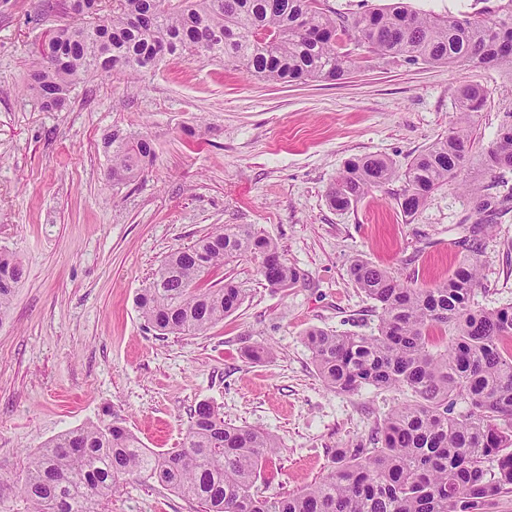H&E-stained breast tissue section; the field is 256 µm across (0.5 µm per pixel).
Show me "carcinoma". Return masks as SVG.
<instances>
[{
	"instance_id": "carcinoma-1",
	"label": "carcinoma",
	"mask_w": 512,
	"mask_h": 512,
	"mask_svg": "<svg viewBox=\"0 0 512 512\" xmlns=\"http://www.w3.org/2000/svg\"><path fill=\"white\" fill-rule=\"evenodd\" d=\"M74 21L54 28L29 59L27 87L42 110L60 111L90 76L141 75L167 57L205 55L275 83L339 81L355 66L343 38L368 53L429 64L461 60L474 68L512 72V7L493 18L433 16L401 0L346 17L318 0H66ZM486 100L465 87L448 135L398 172L382 158L350 161L328 192L330 206L350 209L375 188L404 181L398 206L411 220L428 197L455 181L469 152L473 114ZM112 182L138 178L153 163L152 141L114 130L104 138ZM487 173L512 169V124L484 157ZM480 213L503 201L467 185ZM251 254L268 266L274 289L301 279L278 245L250 224H224L192 245L174 249L136 298L141 317L162 335L201 334L234 314L243 290L216 269ZM22 270L0 251V314ZM351 281L379 310L376 333L313 329L306 343L325 384L353 393L365 386L406 390L366 443L339 448L317 482L283 497H262L255 483L276 445L265 432L224 422L207 403L194 410L183 446L146 448L118 422L92 423L47 442L30 458L22 490L31 512H98L132 475L197 502L201 512H486L512 494V307L476 309L478 259L464 260L430 287L405 284L358 260ZM446 333L438 349L432 333ZM460 401L465 412L456 414Z\"/></svg>"
}]
</instances>
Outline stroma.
I'll return each mask as SVG.
<instances>
[{
  "label": "stroma",
  "instance_id": "1",
  "mask_svg": "<svg viewBox=\"0 0 512 512\" xmlns=\"http://www.w3.org/2000/svg\"><path fill=\"white\" fill-rule=\"evenodd\" d=\"M512 0H406L431 15L490 17ZM46 0H0V249L22 277L0 317V512H29L31 456L50 439L114 418L149 448L180 447L196 406L272 435L278 453L257 488L274 496L326 474L336 449L368 440L407 392L327 388L304 334L374 333L378 312L350 281L361 258L416 286L480 264L475 307L512 306V209L488 232L456 186L404 221L396 180L345 211L326 193L355 157L398 169L447 135L461 89L482 87L475 144L461 176L512 194V170L483 159L512 121V74L465 64L361 53L340 83H272L204 56L171 58L137 81L80 84L69 105L41 111L25 88L28 54L63 21ZM115 129L154 142L155 161L116 185L103 148ZM223 224H251L301 273L271 289L246 255L226 269L239 310L206 332L159 336L135 299L173 250ZM259 344L269 352L253 358ZM101 512H199L158 484L129 476Z\"/></svg>",
  "mask_w": 512,
  "mask_h": 512
}]
</instances>
